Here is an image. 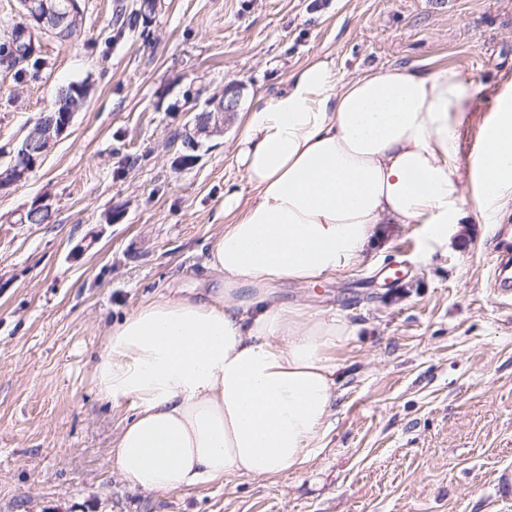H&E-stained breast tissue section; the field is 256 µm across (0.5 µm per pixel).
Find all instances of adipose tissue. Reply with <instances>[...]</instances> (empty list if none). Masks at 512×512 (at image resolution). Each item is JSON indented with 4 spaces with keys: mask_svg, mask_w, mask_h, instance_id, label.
<instances>
[{
    "mask_svg": "<svg viewBox=\"0 0 512 512\" xmlns=\"http://www.w3.org/2000/svg\"><path fill=\"white\" fill-rule=\"evenodd\" d=\"M476 93L402 66L345 80L323 56L255 104L237 142L246 191L224 197L209 290L143 302L92 367L102 402L134 405L109 456L130 488L269 478L318 454L336 400L328 353L355 326L274 290L356 268L384 224H422L445 244L466 202L459 131ZM495 99L473 198L483 214L512 203V82Z\"/></svg>",
    "mask_w": 512,
    "mask_h": 512,
    "instance_id": "adipose-tissue-1",
    "label": "adipose tissue"
}]
</instances>
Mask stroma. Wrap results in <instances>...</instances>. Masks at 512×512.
I'll use <instances>...</instances> for the list:
<instances>
[{
  "mask_svg": "<svg viewBox=\"0 0 512 512\" xmlns=\"http://www.w3.org/2000/svg\"><path fill=\"white\" fill-rule=\"evenodd\" d=\"M119 4L140 0H83L78 38L41 34L37 77L0 65V167L61 86H92L41 165L0 194V512H512V300L485 285L495 226L469 205L445 247L395 224L357 268L277 288L359 324L329 353L335 413L298 469L129 489L108 457L134 407L101 403L92 382L109 325L205 287L224 195L244 188L249 112L308 59H335L346 79L410 66L482 87L459 132L472 173L512 77V0H156L123 32ZM230 83L243 98L228 129L177 166L190 112ZM42 198L49 223H21Z\"/></svg>",
  "mask_w": 512,
  "mask_h": 512,
  "instance_id": "obj_1",
  "label": "stroma"
}]
</instances>
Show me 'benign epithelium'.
Instances as JSON below:
<instances>
[{"mask_svg": "<svg viewBox=\"0 0 512 512\" xmlns=\"http://www.w3.org/2000/svg\"><path fill=\"white\" fill-rule=\"evenodd\" d=\"M19 6L25 26L48 34L66 32L70 24L82 16L80 0H19ZM240 103V86L234 83L224 86L222 95L205 102L203 111L206 116L189 122L192 129L183 138L184 146L196 151L201 138L223 132L224 125L238 112ZM78 111L77 107L65 108L60 112L44 115L36 122L30 136L14 153L9 163L10 177L0 181V191L22 182L35 171L67 130Z\"/></svg>", "mask_w": 512, "mask_h": 512, "instance_id": "benign-epithelium-1", "label": "benign epithelium"}]
</instances>
